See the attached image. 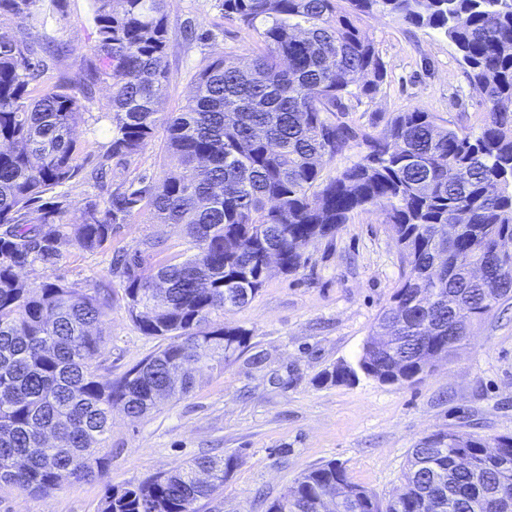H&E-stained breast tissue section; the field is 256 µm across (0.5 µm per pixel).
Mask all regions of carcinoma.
Returning a JSON list of instances; mask_svg holds the SVG:
<instances>
[{
    "instance_id": "cac0c4a2",
    "label": "carcinoma",
    "mask_w": 512,
    "mask_h": 512,
    "mask_svg": "<svg viewBox=\"0 0 512 512\" xmlns=\"http://www.w3.org/2000/svg\"><path fill=\"white\" fill-rule=\"evenodd\" d=\"M39 0H0L31 33L45 27ZM167 0H93L95 59L79 78L35 91L44 60L0 27V485L49 495L105 481L100 444L112 407L133 418L197 386L194 363L210 370L243 353L250 332L226 328L224 310L250 302L266 279L263 252L296 270L310 242L371 207L385 217L403 270L393 304L378 316L356 364L325 373L353 383L362 373L403 385L448 359L461 340L454 326L482 317L488 300L512 298L500 273V247L512 240V0H221L224 18L253 31L260 53L243 66L219 54L196 75L178 112L160 114L166 91ZM395 17L430 28L457 49L487 112L477 131L442 126L428 112L393 116L376 136L342 120L347 101L377 91L385 76L361 16ZM111 81L112 108L97 121L112 139L87 175L102 190L110 162L126 165L165 130L166 169L138 185L94 194L70 210L69 185L83 170L73 130L83 101ZM361 141L366 154L324 179L328 160ZM38 205L39 217L29 219ZM185 226L188 248L161 257L162 241L143 238L116 256L119 288L81 292L59 281L30 286L20 271L59 265L73 250L94 252L120 224ZM485 271L473 280L469 268ZM158 349L102 383L89 360L104 342L114 302ZM498 462L461 470L453 455L478 457L485 439L439 435L408 455L404 490L381 500L334 463L316 467L267 512H490L488 492L512 480V437ZM238 457L202 455L132 488H108L101 512H197L224 488Z\"/></svg>"
}]
</instances>
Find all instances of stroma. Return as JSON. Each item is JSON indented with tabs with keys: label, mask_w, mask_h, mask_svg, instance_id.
Instances as JSON below:
<instances>
[{
	"label": "stroma",
	"mask_w": 512,
	"mask_h": 512,
	"mask_svg": "<svg viewBox=\"0 0 512 512\" xmlns=\"http://www.w3.org/2000/svg\"><path fill=\"white\" fill-rule=\"evenodd\" d=\"M92 0H45L48 32L67 45L48 60V77L80 75L92 57L96 34ZM168 83L160 109L178 111L194 89L197 72L219 53L249 62L256 35L224 19L218 0H167ZM210 30L212 39L187 43L185 23ZM386 75L372 97L351 99L345 120L379 133L396 113L422 110L441 125L482 126L486 104L464 76L454 45L436 31L387 16L364 19ZM110 103L108 84L86 101V122L74 130L92 165L109 138L97 116ZM164 139L155 140L115 182L160 176ZM165 242L169 254L186 247L176 224L120 225L112 242L95 252L72 251L53 269H25L32 285L61 280L91 288L111 277L113 256L145 236ZM307 260L291 273L271 267L248 304L224 314V324L249 330V346L223 370L201 371L196 390L132 419L112 410L104 442L107 482L88 481L43 496L0 487V512H99L106 487H129L205 453L234 454L239 464L223 490L200 501L199 512H266L304 472L333 462L354 483L384 499L404 482L411 448L438 433L482 438L512 436V299L496 304L457 354L418 382L403 386L360 377L352 384L323 381L336 364L355 362L379 314L392 303L400 277L398 246L380 210L357 212L335 234L314 241ZM105 343L94 355L100 381L118 378L154 352L122 303L104 326ZM261 356L254 366L253 356Z\"/></svg>",
	"instance_id": "35a3bbf8"
}]
</instances>
